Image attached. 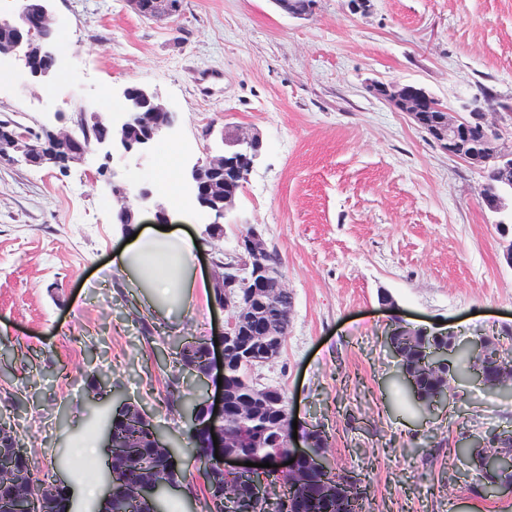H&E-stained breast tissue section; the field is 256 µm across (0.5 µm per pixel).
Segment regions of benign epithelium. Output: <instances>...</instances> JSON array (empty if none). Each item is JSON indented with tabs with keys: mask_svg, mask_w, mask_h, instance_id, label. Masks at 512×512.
Masks as SVG:
<instances>
[{
	"mask_svg": "<svg viewBox=\"0 0 512 512\" xmlns=\"http://www.w3.org/2000/svg\"><path fill=\"white\" fill-rule=\"evenodd\" d=\"M51 0H24L23 8L18 19L8 24L13 32L12 40L4 52L12 54L23 50V62L27 77L32 82H39L49 78L57 63L56 42L50 33L55 31L56 20L50 12ZM140 14H146L153 19L168 18L178 11L179 4L175 0H132ZM371 91L375 97L386 101L398 110L407 113L415 123H421V110L423 106L432 102V98L421 87L405 83L377 82L372 85ZM123 98L127 108L125 115L118 121L114 120L109 112H91L79 110L75 117L70 119V125L54 127L43 126L40 132L48 137L46 145L36 149L30 144L27 133L8 127L0 129V160L22 161L29 166L44 168L58 166L66 168L84 160L91 147H96L110 160L114 153L123 156H137L145 153L160 142L165 134L176 124V113L170 111L160 100L157 94L140 88L129 87L124 90ZM107 123L112 128V135L106 139L91 141L79 136L72 127L86 124L88 119ZM471 121L467 119L447 118L443 127L429 129L430 136L453 157L460 156L463 141L467 137V130ZM496 133L487 131L481 148L471 151L464 159L472 164H489L503 178L512 179V150L505 151L499 148ZM224 150L212 155L206 160L197 163L191 170L190 177L194 196L198 199V206L213 217V221L206 225V234L209 243H214L224 237V216L234 208L238 197L237 190L224 182V171L230 170L235 176L244 179L253 170L258 156L251 155L252 150L262 145L261 135L254 131L236 130L235 135L223 138ZM112 201L117 204L113 210L115 223L121 225L122 231L129 233L134 224L138 223L140 208L153 201V191L148 187L140 189L136 201H131L126 184L121 180L110 182ZM267 248L261 232L256 227L238 237L236 255L241 260L256 256ZM212 267L210 284V299L214 308L228 313L231 311L246 312L250 310L255 299L260 295L271 292L268 285L279 282L280 287L285 283L279 281L280 271L263 265L246 266L248 277L254 288L246 296H237L224 288L227 277L225 263L217 260L222 250H207ZM418 331L433 336H446L449 338L448 346L435 350L432 355L431 368L441 366L453 367L454 360L460 351L467 353L472 379L483 389L495 392L501 389V384L512 381V354L499 351L497 357L498 367L490 369L486 362L488 343L484 336L472 339L464 338L451 329L441 327H420ZM277 325L271 324L259 339H250L246 342L240 340L237 319L229 316L225 319L224 328L219 338L221 352L230 348L236 349L239 357L248 366L255 370L272 363L281 355L280 345L277 344ZM208 356L205 370L196 373L202 382L208 380L218 384V376L224 375V368L218 364L225 363V359H216L212 343H207ZM224 389L216 390L214 396H206L198 405L192 403L189 408V432L203 431L209 437L206 458L215 459L220 456L219 464L224 474L236 476L242 474H262L266 469L260 464L268 458L255 452H231L229 448L234 445V437L224 430ZM288 424L284 440L287 450L281 452L271 466L278 474L286 477L288 482L300 485L304 482L305 474L309 470L327 471L331 469L328 454L313 449V442L319 435L314 431L307 435L294 433V426ZM217 440H211V437ZM499 433L490 432L482 438L473 441L471 447L483 449L480 462L481 479L501 489L512 493V452H505L494 447ZM250 461L254 466L247 467L245 462ZM30 482L21 477L11 483L13 495L10 497L9 512H30L27 488ZM179 487L175 481H154L143 484L136 489L137 500L146 503L149 512H164L162 507L163 495ZM253 498L265 503L268 512H279L280 501L271 497L270 487L263 481L251 487Z\"/></svg>",
	"mask_w": 512,
	"mask_h": 512,
	"instance_id": "benign-epithelium-1",
	"label": "benign epithelium"
}]
</instances>
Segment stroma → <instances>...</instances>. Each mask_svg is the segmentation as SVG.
I'll use <instances>...</instances> for the list:
<instances>
[{
	"instance_id": "35a3bbf8",
	"label": "stroma",
	"mask_w": 512,
	"mask_h": 512,
	"mask_svg": "<svg viewBox=\"0 0 512 512\" xmlns=\"http://www.w3.org/2000/svg\"><path fill=\"white\" fill-rule=\"evenodd\" d=\"M52 9L59 72L14 83L0 71V120L33 128L82 108L118 117L123 90L138 86L178 121L140 161L108 163L94 150L64 171L0 162V415L18 427L35 477L106 488L108 450L83 474L76 447L105 440L119 393L183 448L166 512H204L198 464L184 451L199 381L175 352L216 338L226 315L204 289L159 298L113 271L126 235L112 221L110 181L167 203L172 180L190 201L191 167L222 147L206 129L239 127L258 130L264 149L219 246L233 250L241 226L258 225L294 296L284 349L258 369L260 383L330 435L338 471L367 487L365 512H512V494L485 489L457 453L512 430V387L462 383L448 409H419L385 343L395 315L465 336L512 333V230L478 202L486 169L448 155L368 91L418 85L452 118L481 114L512 149V0H372L362 16L347 0H315L306 16L275 0H182L178 17L157 20L131 0ZM174 146L167 179L160 164ZM167 215L197 237L209 220L191 201ZM95 371L109 378L97 396L87 388Z\"/></svg>"
}]
</instances>
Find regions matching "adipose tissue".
<instances>
[{
	"mask_svg": "<svg viewBox=\"0 0 512 512\" xmlns=\"http://www.w3.org/2000/svg\"><path fill=\"white\" fill-rule=\"evenodd\" d=\"M197 250L192 236L147 226L121 247L112 264L118 272H136L162 292L171 287L188 288L192 281L182 270Z\"/></svg>",
	"mask_w": 512,
	"mask_h": 512,
	"instance_id": "ef3b65f1",
	"label": "adipose tissue"
}]
</instances>
